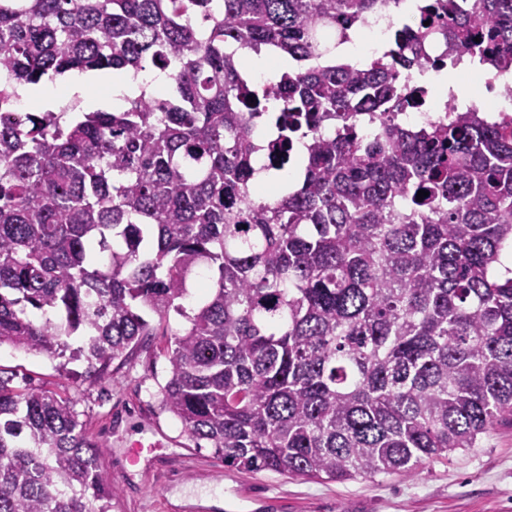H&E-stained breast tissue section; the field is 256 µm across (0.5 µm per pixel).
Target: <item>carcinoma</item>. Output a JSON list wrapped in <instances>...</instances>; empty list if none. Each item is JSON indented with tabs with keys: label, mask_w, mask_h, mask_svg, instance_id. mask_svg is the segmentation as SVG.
<instances>
[{
	"label": "carcinoma",
	"mask_w": 512,
	"mask_h": 512,
	"mask_svg": "<svg viewBox=\"0 0 512 512\" xmlns=\"http://www.w3.org/2000/svg\"><path fill=\"white\" fill-rule=\"evenodd\" d=\"M404 2L0 0V109L50 73L172 81L110 112L0 118V344L96 373L176 313L165 408L249 473L408 476L511 421L512 114L409 130L389 112L439 33L512 68V0H414L429 25L394 62L331 56L327 34ZM268 49L292 63L283 98L245 88ZM258 114L279 165L307 141L298 182L260 200ZM102 448L71 402L0 375V512H110Z\"/></svg>",
	"instance_id": "obj_1"
}]
</instances>
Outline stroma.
Here are the masks:
<instances>
[{
	"mask_svg": "<svg viewBox=\"0 0 512 512\" xmlns=\"http://www.w3.org/2000/svg\"><path fill=\"white\" fill-rule=\"evenodd\" d=\"M168 333L104 372L86 363L0 345V371L72 401L89 435L105 445L100 471L118 494L112 512H188L203 504L215 512H512V424L483 435L479 447L430 460L412 475H378L345 483L270 471L244 473L225 466L210 448L196 447L165 409ZM153 441L154 452L132 445Z\"/></svg>",
	"mask_w": 512,
	"mask_h": 512,
	"instance_id": "stroma-1",
	"label": "stroma"
}]
</instances>
